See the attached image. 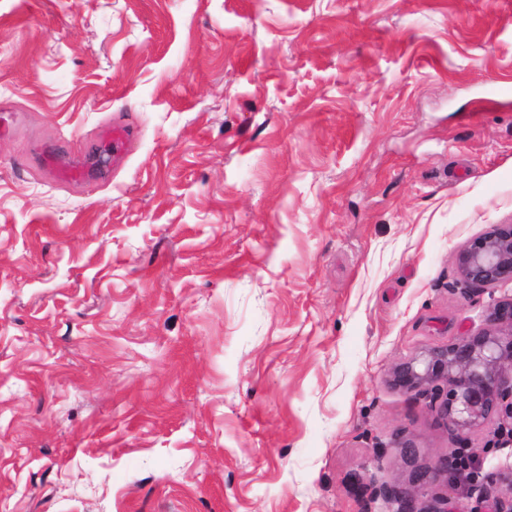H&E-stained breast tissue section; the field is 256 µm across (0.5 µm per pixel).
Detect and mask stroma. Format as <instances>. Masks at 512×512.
<instances>
[{"label": "stroma", "mask_w": 512, "mask_h": 512, "mask_svg": "<svg viewBox=\"0 0 512 512\" xmlns=\"http://www.w3.org/2000/svg\"><path fill=\"white\" fill-rule=\"evenodd\" d=\"M507 77L512 0H0V512H396L456 443L388 370L512 294ZM130 135V128L120 118H115L112 124L102 131L101 140L108 143L114 165H119L125 159ZM465 289L512 285V224H494L454 254Z\"/></svg>", "instance_id": "35a3bbf8"}]
</instances>
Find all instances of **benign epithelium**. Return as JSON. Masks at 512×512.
Returning <instances> with one entry per match:
<instances>
[{
    "mask_svg": "<svg viewBox=\"0 0 512 512\" xmlns=\"http://www.w3.org/2000/svg\"><path fill=\"white\" fill-rule=\"evenodd\" d=\"M454 264L467 289L512 285V224H494L460 247ZM388 382L398 391L428 400L457 444L440 465L413 473L415 491L427 496L442 481L454 484L461 463L469 459L473 436L505 418L512 420V295L487 309L481 331L420 349L390 368ZM377 493L400 502L401 512H456L446 496H433L418 509L398 487ZM481 496L493 498L494 512H512V468L488 474Z\"/></svg>",
    "mask_w": 512,
    "mask_h": 512,
    "instance_id": "7a95c632",
    "label": "benign epithelium"
}]
</instances>
